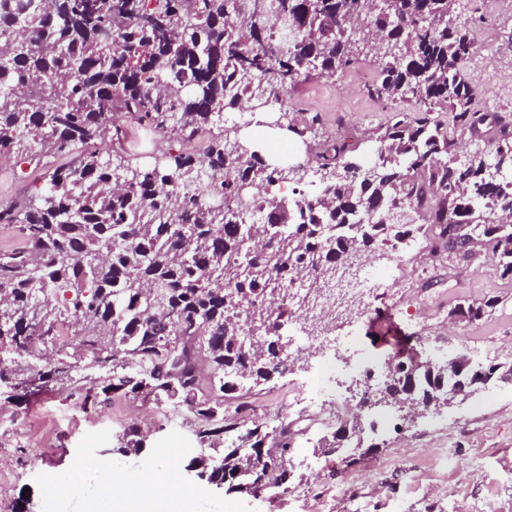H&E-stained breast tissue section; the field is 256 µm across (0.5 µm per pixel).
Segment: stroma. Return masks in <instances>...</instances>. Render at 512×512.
I'll list each match as a JSON object with an SVG mask.
<instances>
[{
    "label": "stroma",
    "mask_w": 512,
    "mask_h": 512,
    "mask_svg": "<svg viewBox=\"0 0 512 512\" xmlns=\"http://www.w3.org/2000/svg\"><path fill=\"white\" fill-rule=\"evenodd\" d=\"M477 10L485 20L472 30L478 51L468 74L480 91L478 105L512 118V0H482ZM376 73L373 62L365 61L332 79L312 76L290 90L288 100L298 113H319L317 141L336 137L348 125L364 144L391 118L368 94L367 78ZM68 161L65 155L48 157L35 167L1 156L0 207L41 192L44 171ZM482 261L479 269L451 272L424 256L381 248L361 257L370 278L397 271L386 300L397 318L425 328L446 352L466 351L467 337L474 336L498 348V361L512 364V287L499 280L491 250L483 251ZM461 296L475 301L496 296L504 304L482 320L456 325L448 310ZM332 328L346 352L336 361L325 406L352 409L358 379L354 360L364 351L388 353L407 339L391 323L372 321L355 310L338 311ZM303 377V369H294L256 390L251 402L284 420L302 418L317 435L325 429L321 408L297 412L288 406L289 391ZM144 417L155 423L148 445L169 434L161 411L130 397L112 400L95 413L75 412L63 390L37 394L22 408L0 400V424L10 428L0 435V512H10L20 497L25 512H41L37 473L67 470L85 433L107 429L116 434ZM365 442V447L331 457L298 449L306 460L294 468L299 481L253 502L254 512H512V382H493L416 425H386Z\"/></svg>",
    "instance_id": "1"
}]
</instances>
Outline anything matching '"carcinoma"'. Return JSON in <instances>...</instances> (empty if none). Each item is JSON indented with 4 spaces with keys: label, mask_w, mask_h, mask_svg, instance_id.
Listing matches in <instances>:
<instances>
[{
    "label": "carcinoma",
    "mask_w": 512,
    "mask_h": 512,
    "mask_svg": "<svg viewBox=\"0 0 512 512\" xmlns=\"http://www.w3.org/2000/svg\"><path fill=\"white\" fill-rule=\"evenodd\" d=\"M0 0V153L28 163L82 147L46 174L44 192L0 208L24 245L0 253V388L23 406L40 387H67L88 412L117 396L150 401L166 422L193 428L186 470L224 495L288 489L306 435L243 415L261 385L301 353L282 334L288 295L303 275L315 289L348 257L458 236L486 246L512 283V124L474 105L466 64L473 17L448 18L449 0ZM372 58L371 95L394 112L372 139L368 167L343 138L309 157L324 191L294 200L263 189L288 179L237 130L208 137L226 110L267 102L317 72L332 78ZM134 113L189 144L154 165L112 166L95 142L112 117ZM319 122L293 118L285 136ZM231 178L223 179L224 172ZM236 208L206 202L215 185ZM498 299L466 297L472 322ZM375 385L372 409L448 407L455 381L440 363L406 355ZM366 415L336 416L313 454L362 443ZM128 425L111 454L142 453Z\"/></svg>",
    "instance_id": "1"
}]
</instances>
